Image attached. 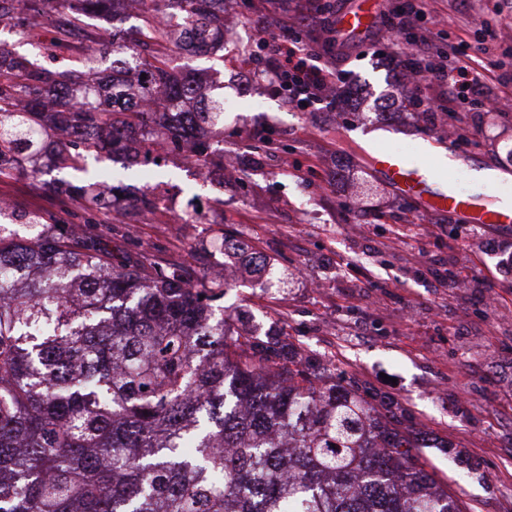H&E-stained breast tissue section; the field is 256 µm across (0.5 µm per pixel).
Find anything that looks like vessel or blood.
<instances>
[{
  "label": "vessel or blood",
  "instance_id": "obj_1",
  "mask_svg": "<svg viewBox=\"0 0 512 512\" xmlns=\"http://www.w3.org/2000/svg\"><path fill=\"white\" fill-rule=\"evenodd\" d=\"M380 0H348L336 15V32L342 41L358 43L373 29ZM376 173L396 191L415 196L425 209L448 211L464 217L468 223L507 227L512 225V207L475 206L470 197L454 185H436L430 170L408 163L397 153L374 151L369 155Z\"/></svg>",
  "mask_w": 512,
  "mask_h": 512
}]
</instances>
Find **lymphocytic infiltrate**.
<instances>
[{
	"mask_svg": "<svg viewBox=\"0 0 512 512\" xmlns=\"http://www.w3.org/2000/svg\"><path fill=\"white\" fill-rule=\"evenodd\" d=\"M339 2L265 0L263 9L276 23L265 28L259 39L262 56L249 59L247 69L268 74L285 105L299 110L323 104L346 84V72L331 64L344 52L333 21ZM434 21L427 0H406L404 8L383 13L372 35L374 44L385 47L403 42L404 51H391L390 59L414 78L437 88V95L431 97L413 93L409 98L412 111L444 115L451 100L490 109L486 90L497 75L494 69L480 67L479 56L486 53L488 41L495 37L494 23H487L474 40L459 38L441 49L435 42Z\"/></svg>",
	"mask_w": 512,
	"mask_h": 512,
	"instance_id": "1",
	"label": "lymphocytic infiltrate"
}]
</instances>
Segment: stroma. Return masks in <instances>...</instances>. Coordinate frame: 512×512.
Wrapping results in <instances>:
<instances>
[{
	"label": "stroma",
	"instance_id": "1",
	"mask_svg": "<svg viewBox=\"0 0 512 512\" xmlns=\"http://www.w3.org/2000/svg\"><path fill=\"white\" fill-rule=\"evenodd\" d=\"M433 7L441 44L449 23L474 30L487 16L480 6L461 10L458 0H434ZM232 10L223 48L171 53L172 66L203 91L249 94L243 111L204 130L215 150L208 178L168 151L162 167L89 161V168L122 172L127 186L112 210L113 245L185 265L205 285L211 266L231 261L226 313L267 337L278 354L300 352L327 383L358 387L410 436L425 470L468 512H512V271L497 270L498 256H485L499 296L493 307L479 301L473 282L442 284L440 274L476 248L465 222L424 211L379 179L363 142L382 132L376 148L406 142V155L452 178L455 169L440 168L435 152L458 141L469 166L494 171L497 198L512 199V95L496 84L500 111L465 104L461 121L421 122L404 104L402 69L365 40L336 61L349 80L335 110L298 112L267 83L241 75L245 59L260 53V0H234ZM230 158L238 177L217 186ZM152 181L163 208L147 213L138 199ZM217 197L224 200L218 209ZM1 198L75 224L87 215L28 162L0 181ZM200 210L209 223H189L188 214ZM227 231L240 253L225 255L220 238ZM254 252L267 258L277 287H266V273L250 265Z\"/></svg>",
	"mask_w": 512,
	"mask_h": 512
}]
</instances>
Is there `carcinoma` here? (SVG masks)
I'll return each mask as SVG.
<instances>
[{"instance_id":"obj_1","label":"carcinoma","mask_w":512,"mask_h":512,"mask_svg":"<svg viewBox=\"0 0 512 512\" xmlns=\"http://www.w3.org/2000/svg\"><path fill=\"white\" fill-rule=\"evenodd\" d=\"M118 0H0V24L36 51L0 46V178L47 136L70 134L56 170H86L136 140L151 158L159 130L180 144L224 123V99L169 66L164 43L224 39V0H141L143 24L112 33V78L100 57L66 69L45 54ZM131 68L145 74L133 85ZM165 91L168 106L148 101ZM214 154L196 140L191 163ZM116 178L69 192L112 213ZM0 215V512H466L419 464L409 437L353 386L325 387L294 356L271 354L224 318V285L141 251H112V227Z\"/></svg>"}]
</instances>
